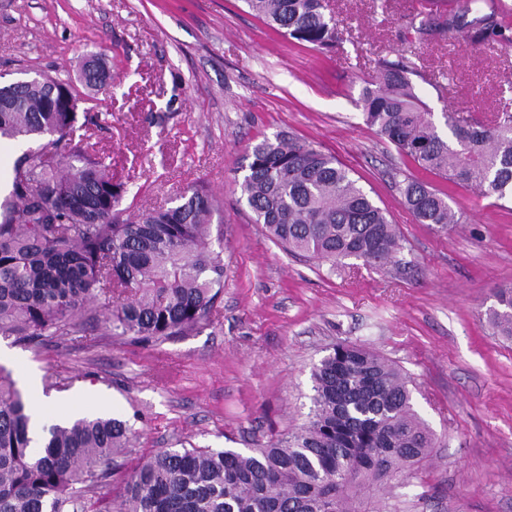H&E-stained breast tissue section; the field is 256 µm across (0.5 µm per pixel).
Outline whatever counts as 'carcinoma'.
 I'll use <instances>...</instances> for the list:
<instances>
[{
  "mask_svg": "<svg viewBox=\"0 0 512 512\" xmlns=\"http://www.w3.org/2000/svg\"><path fill=\"white\" fill-rule=\"evenodd\" d=\"M266 24L318 49L343 39L326 0H244ZM406 29L459 34L474 44L512 47V22L496 0H448L412 14ZM363 89L365 124L425 173L499 200L512 199V108L484 123L444 113L438 124L418 96L416 68L380 58ZM64 82L33 78L0 86V139L48 136L13 169L0 212V336L42 344L84 332L86 306L100 299L112 335L135 340L187 335L220 321L224 234L212 235L219 201L202 186L176 204L124 216L126 188L112 167L75 139L78 113L52 105ZM240 199L290 252L331 266L346 259L383 269L402 249L384 211L335 157L296 138L249 147ZM420 224L460 223L447 198L423 180L399 182ZM484 312L512 338V287L493 291ZM307 420L254 448H167L139 462L112 501L93 499L129 447L127 422L87 415L56 425L32 445L31 414L0 368V512H366L385 489L417 478L435 435L412 403L410 377L362 346L340 344L311 371Z\"/></svg>",
  "mask_w": 512,
  "mask_h": 512,
  "instance_id": "obj_1",
  "label": "carcinoma"
}]
</instances>
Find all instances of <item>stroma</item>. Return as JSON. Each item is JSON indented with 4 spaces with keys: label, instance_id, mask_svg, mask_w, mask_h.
I'll list each match as a JSON object with an SVG mask.
<instances>
[{
    "label": "stroma",
    "instance_id": "1",
    "mask_svg": "<svg viewBox=\"0 0 512 512\" xmlns=\"http://www.w3.org/2000/svg\"><path fill=\"white\" fill-rule=\"evenodd\" d=\"M421 0H329L343 32L330 51L283 36L243 0H0V86L38 73L79 92V133L112 165L129 211L168 205L197 184L222 205L221 322L168 340L108 335L97 308L86 335L41 347L0 337L30 404L116 416L136 431L127 469L162 448H251L304 423L311 369L336 344L365 345L411 378L437 437L386 512H512V340L484 311L512 284V202L431 175L461 223L420 224L397 183L419 171L366 125L357 105L378 58L405 57L434 114L490 120L512 104V49L453 34L408 41ZM112 83L88 91L84 59ZM292 135L333 155L397 224L402 271L333 266L275 243L240 200L248 147Z\"/></svg>",
    "mask_w": 512,
    "mask_h": 512
}]
</instances>
